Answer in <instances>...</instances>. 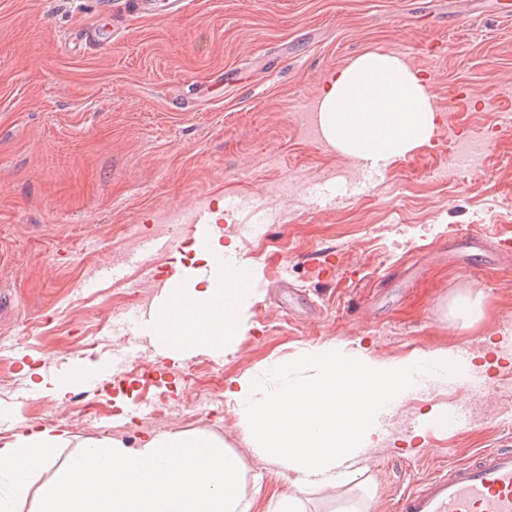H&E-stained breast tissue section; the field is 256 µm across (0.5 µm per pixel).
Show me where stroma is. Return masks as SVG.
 Wrapping results in <instances>:
<instances>
[{"mask_svg":"<svg viewBox=\"0 0 512 512\" xmlns=\"http://www.w3.org/2000/svg\"><path fill=\"white\" fill-rule=\"evenodd\" d=\"M100 0H0V443L23 425L68 431L65 462L104 437L138 447L161 432L223 441L244 470L249 512L295 493L248 440L216 385L245 373L279 384L274 363L342 345L385 362L447 350L462 378L421 376L381 418L364 472L299 493L306 512H396L404 491L443 464L512 445V0H181L143 15L114 0L112 42L89 48ZM397 54L430 75V141L350 190L330 175L344 156L302 134L297 115L364 52ZM483 143L482 168L455 173L454 145ZM223 211L221 235L254 270L236 351L169 360L160 381L137 375L159 353L121 345L114 319L148 316L156 273L194 241L146 265L117 256L129 232L155 235L167 210ZM143 290L139 302L133 290ZM479 298L471 321L454 301ZM30 339L19 343L20 330ZM92 348H84L85 338ZM127 356L120 385L35 389L78 366ZM193 377L183 380L185 369ZM474 401L471 416L426 423L432 408ZM164 403L153 422L138 402ZM129 417L106 424L110 412Z\"/></svg>","mask_w":512,"mask_h":512,"instance_id":"1","label":"stroma"}]
</instances>
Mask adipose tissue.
Instances as JSON below:
<instances>
[{"mask_svg":"<svg viewBox=\"0 0 512 512\" xmlns=\"http://www.w3.org/2000/svg\"><path fill=\"white\" fill-rule=\"evenodd\" d=\"M318 120L323 137L338 152L379 168L429 141L436 110L426 77L397 55L368 51L329 79L319 98ZM233 250L215 236L195 247L191 262L177 264L173 300H188L194 307L165 337H152V344L167 342L178 359L196 349L238 344L244 332L238 308L245 292L233 278L212 272L215 258ZM305 358L317 370L312 381H286L270 391L244 374L231 379L225 391L251 440L299 489L332 486L346 476L374 445L379 416L409 392L422 369H466L447 351L380 363L336 345L313 348ZM70 442L68 432L30 427L1 444L0 475L12 477V497L26 498L27 477L53 468L57 449Z\"/></svg>","mask_w":512,"mask_h":512,"instance_id":"obj_1","label":"adipose tissue"}]
</instances>
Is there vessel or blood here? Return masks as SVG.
Returning a JSON list of instances; mask_svg holds the SVG:
<instances>
[{
    "label": "vessel or blood",
    "mask_w": 512,
    "mask_h": 512,
    "mask_svg": "<svg viewBox=\"0 0 512 512\" xmlns=\"http://www.w3.org/2000/svg\"><path fill=\"white\" fill-rule=\"evenodd\" d=\"M213 271L234 275L245 288L253 281L247 263L225 256L216 259ZM401 512H512V448L483 451L471 461L439 468L404 495Z\"/></svg>",
    "instance_id": "b4317fda"
}]
</instances>
